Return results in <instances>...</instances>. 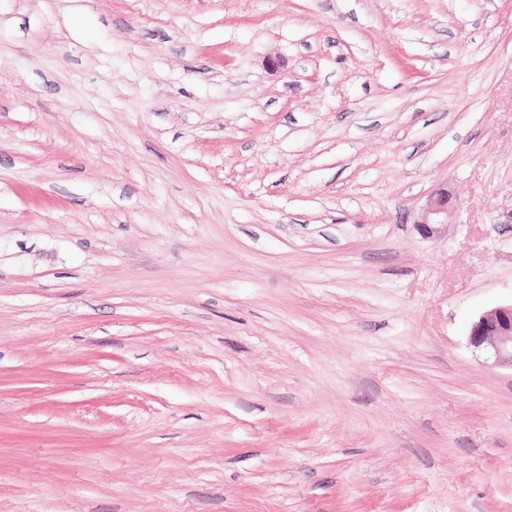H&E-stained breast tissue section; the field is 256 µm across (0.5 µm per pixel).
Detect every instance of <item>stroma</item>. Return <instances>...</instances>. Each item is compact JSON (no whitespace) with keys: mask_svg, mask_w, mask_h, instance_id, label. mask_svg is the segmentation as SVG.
<instances>
[{"mask_svg":"<svg viewBox=\"0 0 512 512\" xmlns=\"http://www.w3.org/2000/svg\"><path fill=\"white\" fill-rule=\"evenodd\" d=\"M510 302L512 0H0V512H512ZM454 209L447 186L439 187L428 198L421 215V225L427 234L438 233L448 222ZM468 342L473 348L483 350L493 365L512 367V302L474 320L468 331Z\"/></svg>","mask_w":512,"mask_h":512,"instance_id":"35a3bbf8","label":"stroma"}]
</instances>
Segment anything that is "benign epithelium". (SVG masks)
I'll return each instance as SVG.
<instances>
[{"mask_svg":"<svg viewBox=\"0 0 512 512\" xmlns=\"http://www.w3.org/2000/svg\"><path fill=\"white\" fill-rule=\"evenodd\" d=\"M453 209L448 188L442 186L428 198L419 225L428 234L437 233L448 224ZM468 342L484 351L492 364L512 366V303L498 306L474 320L468 331Z\"/></svg>","mask_w":512,"mask_h":512,"instance_id":"benign-epithelium-1","label":"benign epithelium"}]
</instances>
